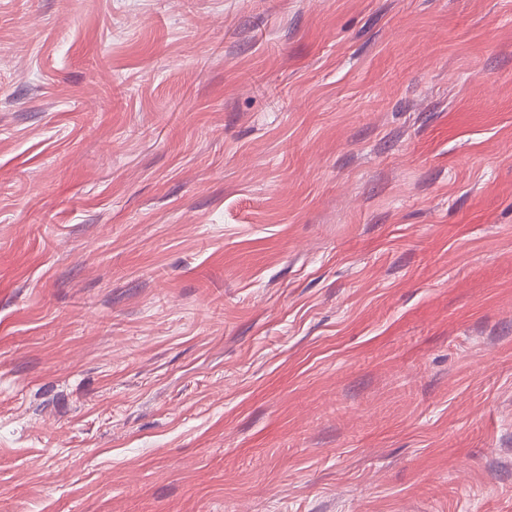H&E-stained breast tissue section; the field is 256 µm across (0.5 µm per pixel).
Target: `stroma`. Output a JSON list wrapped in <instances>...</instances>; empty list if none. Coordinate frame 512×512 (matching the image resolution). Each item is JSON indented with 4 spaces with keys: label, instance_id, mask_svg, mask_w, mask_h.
<instances>
[{
    "label": "stroma",
    "instance_id": "obj_1",
    "mask_svg": "<svg viewBox=\"0 0 512 512\" xmlns=\"http://www.w3.org/2000/svg\"><path fill=\"white\" fill-rule=\"evenodd\" d=\"M0 512H512V0H0Z\"/></svg>",
    "mask_w": 512,
    "mask_h": 512
}]
</instances>
